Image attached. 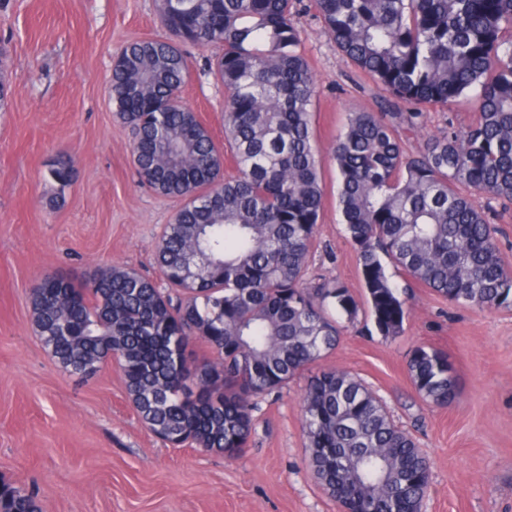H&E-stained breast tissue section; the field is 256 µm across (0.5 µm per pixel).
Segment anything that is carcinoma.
Segmentation results:
<instances>
[{
	"label": "carcinoma",
	"instance_id": "cac0c4a2",
	"mask_svg": "<svg viewBox=\"0 0 512 512\" xmlns=\"http://www.w3.org/2000/svg\"><path fill=\"white\" fill-rule=\"evenodd\" d=\"M310 2L344 58L388 93L379 111L349 113L331 147L377 331L403 332L405 302L387 262L450 303L511 306L512 266L485 211L512 202V0ZM291 8L292 0H158L169 36L123 46L111 90L141 180L182 200L155 249L166 288L108 264L78 285L50 275L31 291L33 323L55 363L86 381L116 359L140 421L172 447L242 454L256 401L336 348L335 314L358 316L346 286L307 282L324 193L315 78ZM186 41L224 47L209 72L227 93L234 178H224L220 147L174 98L189 75ZM401 102L415 110L400 111ZM460 102L475 114L465 130L404 151L403 138L424 129L423 107ZM195 343L208 353L197 355ZM408 369L424 401H455L447 355L419 345ZM301 414L309 463L346 512H421L429 461L360 379L317 371ZM0 512L40 506L34 492L4 484Z\"/></svg>",
	"mask_w": 512,
	"mask_h": 512
}]
</instances>
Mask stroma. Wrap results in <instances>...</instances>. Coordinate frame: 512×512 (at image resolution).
Returning <instances> with one entry per match:
<instances>
[{
  "mask_svg": "<svg viewBox=\"0 0 512 512\" xmlns=\"http://www.w3.org/2000/svg\"><path fill=\"white\" fill-rule=\"evenodd\" d=\"M293 19L316 82L313 134L324 202L308 277L344 283L359 305L321 367L360 378L431 465L423 512H512V309L448 303L413 280L403 332L371 317L357 252L338 208L333 142L347 113L373 112L374 81L345 61L314 11ZM156 0H0L8 105L0 111V479L35 492L42 512H341L308 464L300 397L306 375L258 404L244 455L228 459L150 433L117 365L81 382L38 338L29 292L43 276L82 281L123 265L159 279L155 245L179 200L155 193L132 162V133L113 110V60L129 41L165 36ZM183 102L224 151V88L208 71L222 45L182 44ZM66 164L67 187L48 178ZM419 345L446 354L459 394L424 402L409 372Z\"/></svg>",
  "mask_w": 512,
  "mask_h": 512,
  "instance_id": "obj_1",
  "label": "stroma"
}]
</instances>
